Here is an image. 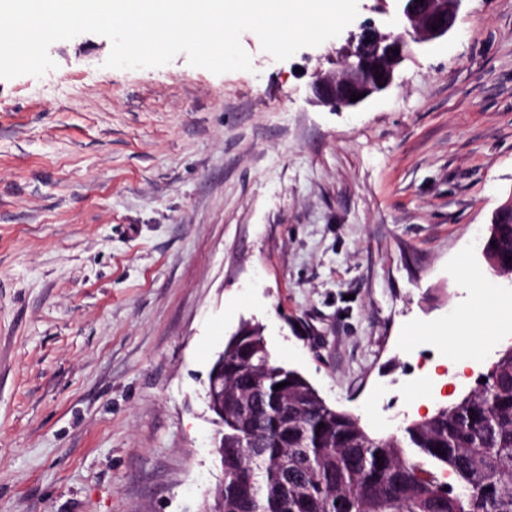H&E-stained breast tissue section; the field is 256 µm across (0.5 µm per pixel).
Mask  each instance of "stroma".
<instances>
[{"label":"stroma","instance_id":"35a3bbf8","mask_svg":"<svg viewBox=\"0 0 512 512\" xmlns=\"http://www.w3.org/2000/svg\"><path fill=\"white\" fill-rule=\"evenodd\" d=\"M357 31L284 61L247 31L251 70L219 75L109 68L85 33L0 79V512H204L208 375L245 320L375 439L512 345L507 318L465 381L410 391L447 372L438 330L512 197V0H464L395 87L333 112L310 84Z\"/></svg>","mask_w":512,"mask_h":512}]
</instances>
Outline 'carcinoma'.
Segmentation results:
<instances>
[{
    "label": "carcinoma",
    "instance_id": "cac0c4a2",
    "mask_svg": "<svg viewBox=\"0 0 512 512\" xmlns=\"http://www.w3.org/2000/svg\"><path fill=\"white\" fill-rule=\"evenodd\" d=\"M492 240L511 252L512 224ZM238 332L252 349L224 347L223 512H512L511 348L459 402L378 440L272 363L260 324Z\"/></svg>",
    "mask_w": 512,
    "mask_h": 512
}]
</instances>
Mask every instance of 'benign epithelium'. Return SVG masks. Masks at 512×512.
Returning a JSON list of instances; mask_svg holds the SVG:
<instances>
[{"label":"benign epithelium","mask_w":512,"mask_h":512,"mask_svg":"<svg viewBox=\"0 0 512 512\" xmlns=\"http://www.w3.org/2000/svg\"><path fill=\"white\" fill-rule=\"evenodd\" d=\"M393 23L400 32H384L371 20L360 27L357 43L342 71L333 77L317 76L311 84L317 103L334 112L354 109L379 96L396 83L397 70L411 55L412 46L423 47L448 36L463 0H394ZM382 78H377V75ZM360 99L352 102V94ZM208 398L224 407V361L209 374Z\"/></svg>","instance_id":"7a95c632"}]
</instances>
